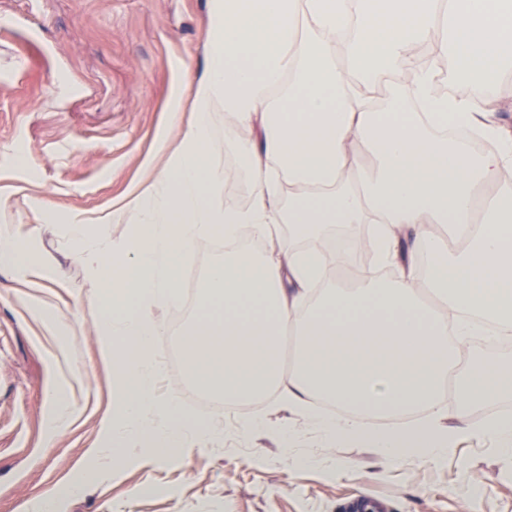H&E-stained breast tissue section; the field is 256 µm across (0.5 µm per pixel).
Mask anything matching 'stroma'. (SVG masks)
Here are the masks:
<instances>
[{
	"instance_id": "35a3bbf8",
	"label": "stroma",
	"mask_w": 512,
	"mask_h": 512,
	"mask_svg": "<svg viewBox=\"0 0 512 512\" xmlns=\"http://www.w3.org/2000/svg\"><path fill=\"white\" fill-rule=\"evenodd\" d=\"M208 24L209 0H0V225H13L34 255L27 271L0 272V512H30L44 488L94 464L112 367L99 355L102 323L67 221L119 209L132 185L164 167L157 145H178L194 119L187 83L208 74ZM231 126L222 108L211 112L216 203L244 209L250 175L225 146ZM45 202L53 218L43 217ZM42 303L75 323L65 361L37 314ZM174 312L153 309L163 328L154 394L201 418L207 432L188 433L184 456L166 460L118 427L113 443L134 464L85 484L65 512H355L364 502L377 512H512V460L492 438L461 434L448 456L401 463L358 442H330L306 407L273 395L199 412L184 399L186 368L163 361L167 347L182 344ZM63 367L76 415L51 436ZM439 401L452 427L500 415L512 396L463 412L449 383Z\"/></svg>"
}]
</instances>
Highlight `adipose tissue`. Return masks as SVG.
Masks as SVG:
<instances>
[{"label":"adipose tissue","instance_id":"obj_1","mask_svg":"<svg viewBox=\"0 0 512 512\" xmlns=\"http://www.w3.org/2000/svg\"><path fill=\"white\" fill-rule=\"evenodd\" d=\"M210 69L190 85L197 121L168 163L134 187L127 208L148 237L113 247L103 221L74 218L68 239L94 288L103 334L99 353L113 366L112 401L98 425L94 457L110 470L127 465L113 431L134 425L145 406L163 421L140 431L146 445L178 448L203 423L170 402L155 401L152 345L163 332L152 316L177 303L192 245L214 232L233 240L240 225L273 237L289 224L281 261L233 250L202 284L201 309L184 330L191 379L228 400L274 393L299 405L325 398L371 415L417 408L428 421L387 430L359 420L311 413L333 441L354 440L394 461L448 455L455 433L442 429L437 397L451 368L466 403L512 392V363L479 360L456 367L449 335H512V132L497 120V96L477 97L475 81L497 86L512 66V0H209ZM443 32L438 56L451 66L455 94H440L431 65H413L416 48ZM396 69L411 72L400 98L422 112H372L350 74L377 84ZM223 106L240 128L261 123L246 151L252 200L220 208L210 174L209 115ZM466 125L488 143L472 155L441 129ZM372 158L371 174L361 161ZM287 187L290 200L276 196ZM370 224L368 243L392 278L328 288L305 303L325 278L323 253L297 242L334 224ZM459 230L450 250L437 230ZM298 336L281 375V336Z\"/></svg>","mask_w":512,"mask_h":512}]
</instances>
